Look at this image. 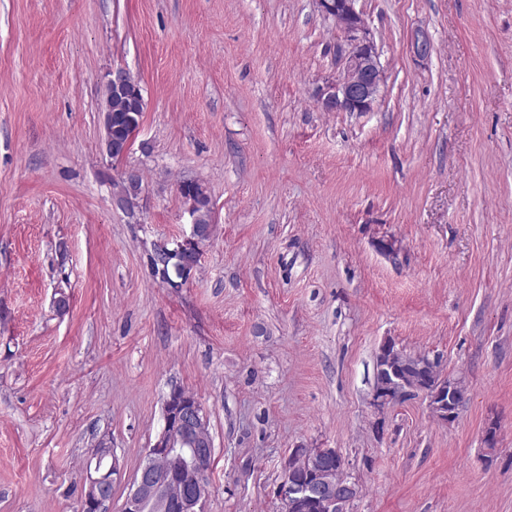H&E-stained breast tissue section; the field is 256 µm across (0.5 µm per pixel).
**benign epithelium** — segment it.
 I'll list each match as a JSON object with an SVG mask.
<instances>
[{
	"instance_id": "1",
	"label": "benign epithelium",
	"mask_w": 512,
	"mask_h": 512,
	"mask_svg": "<svg viewBox=\"0 0 512 512\" xmlns=\"http://www.w3.org/2000/svg\"><path fill=\"white\" fill-rule=\"evenodd\" d=\"M356 0H318L321 12L332 19L343 45L336 76L315 90V97L328 112H370L380 97L385 72L377 45ZM411 50L424 59L431 52L427 36L418 31ZM110 88L120 93L136 85L123 69L109 73ZM205 237L196 224L177 243L176 251L200 250ZM207 420L200 401L183 402L178 389L170 391L164 408V427L149 448L146 463L135 473L124 500L123 512H205L210 496L208 471L214 452L213 441L199 436V425ZM122 465L111 443L101 438L91 449L83 479V503L91 512H110L108 490L121 477ZM353 485L333 486L320 479H302L293 474L291 459L283 465L276 488L283 512L296 505L319 502L324 512H344L354 496Z\"/></svg>"
}]
</instances>
